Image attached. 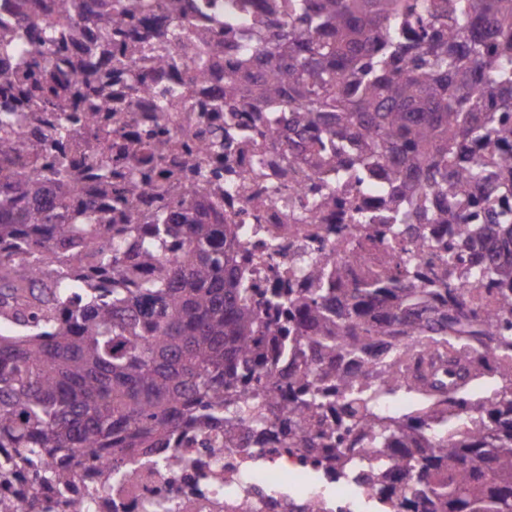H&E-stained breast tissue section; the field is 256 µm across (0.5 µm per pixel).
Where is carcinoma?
<instances>
[{
	"label": "carcinoma",
	"mask_w": 512,
	"mask_h": 512,
	"mask_svg": "<svg viewBox=\"0 0 512 512\" xmlns=\"http://www.w3.org/2000/svg\"><path fill=\"white\" fill-rule=\"evenodd\" d=\"M54 2L49 16L0 22V89L20 93L0 112V484L23 474L63 494L75 458L116 472L178 432L238 425L245 391L288 418V448L364 429L358 452L391 458L396 512H512V0H269L282 23L263 67L251 74L246 40L224 94L283 113L288 157L322 168L346 155L336 181L368 187L390 213L375 224L355 207L339 256L313 263L307 287L259 300L212 205L157 183L147 223L114 224L94 200L69 211L65 153L28 174L18 113H50L49 148L95 123L112 80L29 65L34 41L59 50L89 22L79 0ZM104 3L113 36L139 24L138 0ZM161 13L188 47L182 0ZM264 17L227 10L224 22L260 33ZM187 90L167 88L159 111H181ZM122 135L105 122L87 146L110 154ZM170 147L148 131L132 163L150 172ZM476 241L483 287L471 293L459 278ZM369 250L380 264L351 279ZM288 359L285 385L272 365ZM402 388L417 408L382 414ZM469 411L475 422H452Z\"/></svg>",
	"instance_id": "carcinoma-1"
}]
</instances>
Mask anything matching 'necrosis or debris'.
<instances>
[{
	"mask_svg": "<svg viewBox=\"0 0 512 512\" xmlns=\"http://www.w3.org/2000/svg\"><path fill=\"white\" fill-rule=\"evenodd\" d=\"M198 2L183 3L198 36L196 47L220 37L224 55L210 61L207 82L190 88L184 111L157 112L154 97L140 91L146 83L167 87L183 78L184 53L166 29L149 33L146 45L127 55L112 79L111 109L124 115L128 143L149 129L170 139L174 147L162 168L179 172L177 190L209 199L217 223L240 225L233 261L247 287L260 293L300 287L306 262L335 252L337 240L348 236L352 201H364L379 214L384 207L361 186L332 184L323 170L289 160L278 145L287 135L282 122L259 126L254 112L225 98L224 61L238 55L239 32L224 27V0L203 9ZM162 57L172 67L159 69ZM210 128L223 130V153L206 148L200 132ZM88 133L80 126L61 144L79 173L68 185L75 199L100 192L90 175L96 159L85 144ZM231 175L247 176L246 192L227 191ZM317 193L332 197L318 223H296L294 213ZM254 422L247 416L233 430L212 424L173 440L162 451L175 461L170 468H159L151 455L132 457L119 475L106 463L90 462L76 472V495L88 498L85 512H367V505L378 502L379 487L365 471L339 476L335 463L319 460L313 449L286 447L275 418H268L264 435L251 433Z\"/></svg>",
	"mask_w": 512,
	"mask_h": 512,
	"instance_id": "1",
	"label": "necrosis or debris"
}]
</instances>
